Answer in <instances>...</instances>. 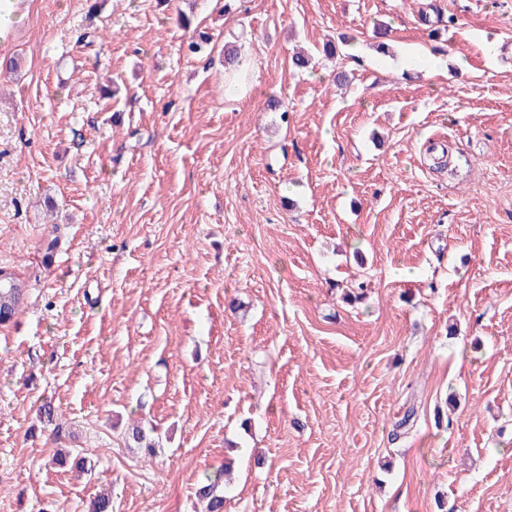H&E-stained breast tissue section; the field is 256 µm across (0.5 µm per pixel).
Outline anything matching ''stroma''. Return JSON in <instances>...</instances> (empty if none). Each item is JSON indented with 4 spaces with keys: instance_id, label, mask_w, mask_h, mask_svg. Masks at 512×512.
<instances>
[{
    "instance_id": "1",
    "label": "stroma",
    "mask_w": 512,
    "mask_h": 512,
    "mask_svg": "<svg viewBox=\"0 0 512 512\" xmlns=\"http://www.w3.org/2000/svg\"><path fill=\"white\" fill-rule=\"evenodd\" d=\"M224 3L23 0L0 40V512H199L223 468L224 512H512V0ZM230 85L235 88L237 96H243L249 92L255 81L253 66L246 61H241L238 72L231 78L227 77ZM22 281L7 267H0V325L12 322L19 312ZM150 433H154V429H146L141 425H136L128 430L127 440L132 443L134 448L144 449L145 454L152 456L156 454V449L159 448V437L157 440Z\"/></svg>"
}]
</instances>
